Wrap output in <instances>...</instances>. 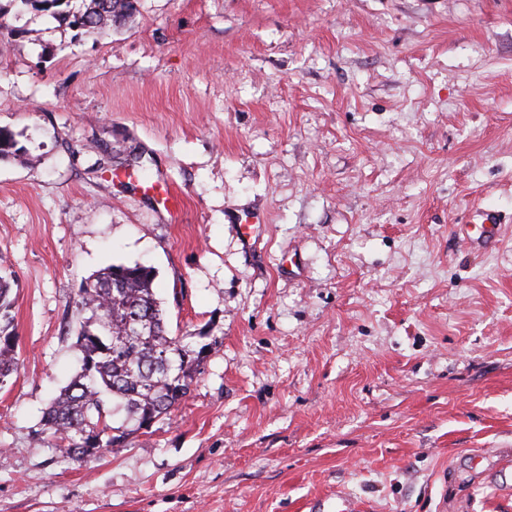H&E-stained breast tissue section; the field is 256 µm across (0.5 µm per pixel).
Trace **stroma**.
Masks as SVG:
<instances>
[{"mask_svg": "<svg viewBox=\"0 0 512 512\" xmlns=\"http://www.w3.org/2000/svg\"><path fill=\"white\" fill-rule=\"evenodd\" d=\"M0 31V512H512V0H136ZM151 171L174 216L130 180ZM258 225L251 241L240 227ZM154 266L188 397L76 462L38 436L78 367L77 289ZM18 7H31L36 11L51 12L57 19L84 33H106L112 26L125 22L133 15L129 4L134 0H80L82 7L71 9L72 0H9ZM480 216V232L477 237H470L471 246L479 251H485L493 248L497 241L502 224L505 223V215L500 211L482 209ZM3 273V275H2ZM10 281L5 267L0 264V384L13 372H17L19 359L16 357V334L10 315L12 301Z\"/></svg>", "mask_w": 512, "mask_h": 512, "instance_id": "obj_1", "label": "stroma"}]
</instances>
